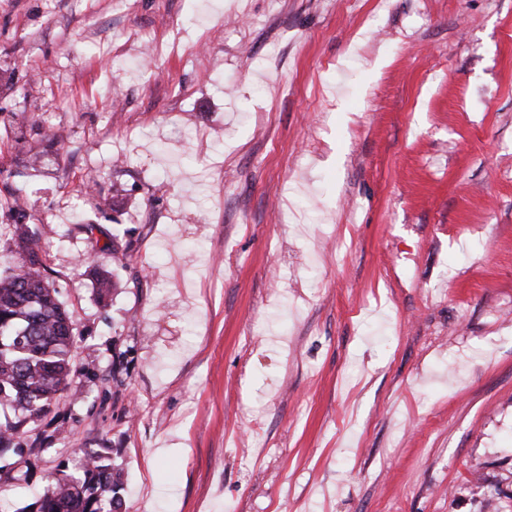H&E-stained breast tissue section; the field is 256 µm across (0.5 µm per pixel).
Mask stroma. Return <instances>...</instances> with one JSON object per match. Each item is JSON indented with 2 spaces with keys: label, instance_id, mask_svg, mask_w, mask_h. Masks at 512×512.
I'll use <instances>...</instances> for the list:
<instances>
[{
  "label": "stroma",
  "instance_id": "obj_1",
  "mask_svg": "<svg viewBox=\"0 0 512 512\" xmlns=\"http://www.w3.org/2000/svg\"><path fill=\"white\" fill-rule=\"evenodd\" d=\"M18 204L76 357L0 512H512V0H0V275ZM74 471L59 470L50 486L17 512H126L121 470L100 451L87 450Z\"/></svg>",
  "mask_w": 512,
  "mask_h": 512
}]
</instances>
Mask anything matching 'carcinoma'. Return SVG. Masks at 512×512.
I'll return each mask as SVG.
<instances>
[{
  "label": "carcinoma",
  "mask_w": 512,
  "mask_h": 512,
  "mask_svg": "<svg viewBox=\"0 0 512 512\" xmlns=\"http://www.w3.org/2000/svg\"><path fill=\"white\" fill-rule=\"evenodd\" d=\"M36 233L16 243V271L0 277V407L21 412L0 422V475L23 462L22 427L52 411L72 379L75 359L71 315L46 275ZM74 471L59 470L50 486L17 512H126L121 470L100 451L87 450Z\"/></svg>",
  "instance_id": "cac0c4a2"
}]
</instances>
